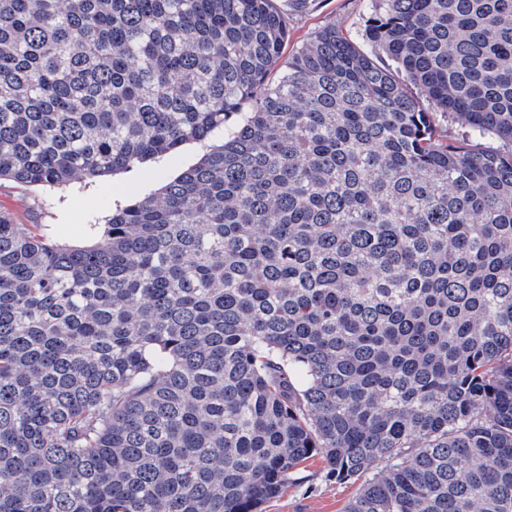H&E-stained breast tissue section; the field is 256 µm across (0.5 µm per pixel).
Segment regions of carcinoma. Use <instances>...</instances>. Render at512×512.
Instances as JSON below:
<instances>
[{
  "label": "carcinoma",
  "instance_id": "carcinoma-1",
  "mask_svg": "<svg viewBox=\"0 0 512 512\" xmlns=\"http://www.w3.org/2000/svg\"><path fill=\"white\" fill-rule=\"evenodd\" d=\"M311 2L0 0V181L210 145L88 247L0 213V512H258L315 455L345 512H512V0H372L388 64L285 53Z\"/></svg>",
  "mask_w": 512,
  "mask_h": 512
}]
</instances>
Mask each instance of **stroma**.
Listing matches in <instances>:
<instances>
[{"label": "stroma", "mask_w": 512, "mask_h": 512, "mask_svg": "<svg viewBox=\"0 0 512 512\" xmlns=\"http://www.w3.org/2000/svg\"><path fill=\"white\" fill-rule=\"evenodd\" d=\"M370 0H314L303 14L292 16L289 44H299L326 25L360 39L368 16ZM204 149L189 143L170 158L148 161L132 170L105 176L82 184L26 186L0 181V210L20 224L38 225L48 238L70 246L93 244L116 206L152 194L169 179L195 164ZM305 478L288 483L274 499L264 503L261 512H345L359 485L339 483L328 478L321 458L308 461Z\"/></svg>", "instance_id": "1"}]
</instances>
